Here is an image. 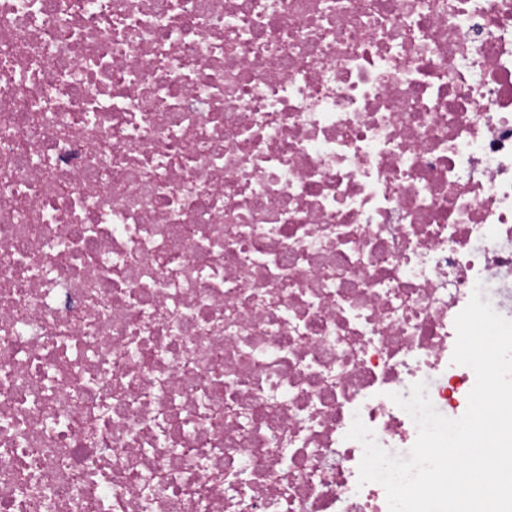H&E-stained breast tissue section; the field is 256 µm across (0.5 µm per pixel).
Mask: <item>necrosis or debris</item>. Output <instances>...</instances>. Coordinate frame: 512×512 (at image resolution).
I'll return each instance as SVG.
<instances>
[{"label":"necrosis or debris","mask_w":512,"mask_h":512,"mask_svg":"<svg viewBox=\"0 0 512 512\" xmlns=\"http://www.w3.org/2000/svg\"><path fill=\"white\" fill-rule=\"evenodd\" d=\"M512 288V0H0V512H389Z\"/></svg>","instance_id":"necrosis-or-debris-1"}]
</instances>
